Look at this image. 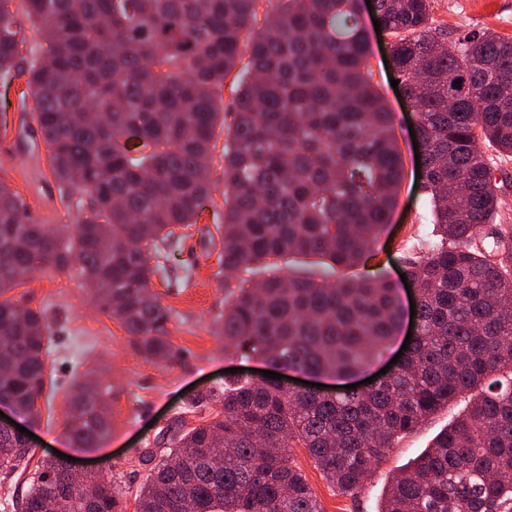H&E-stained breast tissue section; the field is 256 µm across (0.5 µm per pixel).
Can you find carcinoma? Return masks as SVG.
Returning <instances> with one entry per match:
<instances>
[{"mask_svg":"<svg viewBox=\"0 0 512 512\" xmlns=\"http://www.w3.org/2000/svg\"><path fill=\"white\" fill-rule=\"evenodd\" d=\"M259 0H22L49 45L15 65L21 31L0 0V72L24 79L64 208L94 204L53 230L0 179V402L35 420L50 325L18 313L17 273L77 271L148 361L169 358L171 309L151 289L160 253L182 245L214 203L209 161L224 123L225 76L248 51L224 142L218 263L264 264L228 291L215 336L274 368L353 374L395 338L396 288L369 271L402 167L391 117L371 83L360 0H277L251 34ZM430 0H376L390 62L417 115L422 188L438 241L405 259L417 332L400 364L363 392L297 390L270 377L196 393L188 413L136 450L151 468L136 512H323L288 450L304 448L328 484L357 496L386 451L468 396L432 446L391 479L378 512H512V225L497 222L499 180L477 147L512 156V38L457 40L429 26ZM460 87H454L455 81ZM99 105L93 123L87 113ZM290 253L324 259L317 284L280 275ZM361 266L363 274L345 275ZM107 389L69 398L66 432L95 448L110 432ZM31 450L0 427V478ZM16 495L15 512H124L120 489L61 459Z\"/></svg>","mask_w":512,"mask_h":512,"instance_id":"cac0c4a2","label":"carcinoma"}]
</instances>
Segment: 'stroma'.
Segmentation results:
<instances>
[{
    "mask_svg": "<svg viewBox=\"0 0 512 512\" xmlns=\"http://www.w3.org/2000/svg\"><path fill=\"white\" fill-rule=\"evenodd\" d=\"M434 27L458 38L483 27L512 37V0H430ZM375 9H363L362 24L369 38L372 82L391 114L392 130L401 154L405 177L400 184L389 224L378 242L376 270L399 284L406 253H420L434 241L428 197L416 174L415 150L409 127L415 114L389 81L390 39L375 31ZM17 83L0 77V113L6 114L9 132L0 136V177L24 197L33 220L56 227L63 209L58 199L44 148L38 147L31 108L18 105ZM199 237L186 239L168 256L176 275L188 276L186 287L154 282L152 288L172 310L169 339L174 352L163 362L144 360L122 324L102 312L77 276L31 273L13 289L14 302L45 310L52 331V346L44 373V392L37 402L40 419L31 424L36 436L30 467L59 451L76 457L86 472L105 476L121 485L126 512H135V498L147 474L136 449L146 447L168 423L180 416L196 392L222 384L225 369L262 368L254 358L225 350L214 334V320L224 309L227 284L238 274H220L215 258L206 257ZM96 370L109 387L107 409L111 434L96 451L78 452L65 436L68 397L75 382ZM463 401L450 403L422 423L412 434L387 451L358 497L337 492L326 482L305 449H291L324 512H377L391 474L421 455L435 436L462 412Z\"/></svg>",
    "mask_w": 512,
    "mask_h": 512,
    "instance_id": "stroma-1",
    "label": "stroma"
}]
</instances>
